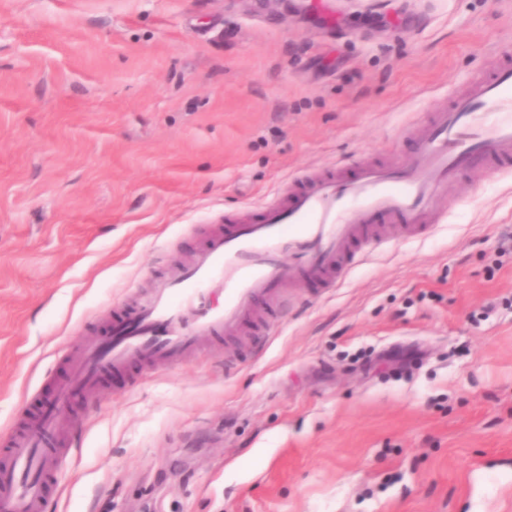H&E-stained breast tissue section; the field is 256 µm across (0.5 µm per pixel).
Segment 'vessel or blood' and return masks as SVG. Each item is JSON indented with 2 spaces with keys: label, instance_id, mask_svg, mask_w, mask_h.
I'll list each match as a JSON object with an SVG mask.
<instances>
[{
  "label": "vessel or blood",
  "instance_id": "b4317fda",
  "mask_svg": "<svg viewBox=\"0 0 512 512\" xmlns=\"http://www.w3.org/2000/svg\"><path fill=\"white\" fill-rule=\"evenodd\" d=\"M512 172V61L503 59L470 89L434 112L404 161L366 163L292 180L251 216L232 214L188 264L156 275L123 301L104 336L84 347L70 384L10 436L0 456V502L9 512H41L69 450L62 407L93 395L134 365L184 359L202 346L256 332L281 308L285 288H337L365 249L394 224L408 236L434 224L451 186L468 171Z\"/></svg>",
  "mask_w": 512,
  "mask_h": 512
}]
</instances>
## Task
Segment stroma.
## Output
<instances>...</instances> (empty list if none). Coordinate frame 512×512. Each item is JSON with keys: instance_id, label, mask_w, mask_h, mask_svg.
I'll return each mask as SVG.
<instances>
[{"instance_id": "stroma-1", "label": "stroma", "mask_w": 512, "mask_h": 512, "mask_svg": "<svg viewBox=\"0 0 512 512\" xmlns=\"http://www.w3.org/2000/svg\"><path fill=\"white\" fill-rule=\"evenodd\" d=\"M0 0V435L117 304L293 178L409 155L512 0ZM264 336L68 405L43 512H512V175Z\"/></svg>"}]
</instances>
